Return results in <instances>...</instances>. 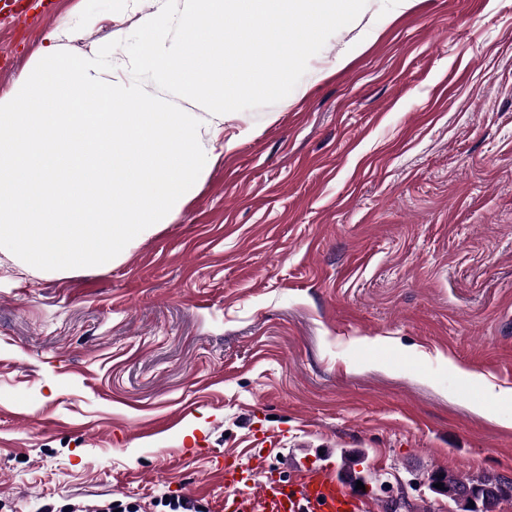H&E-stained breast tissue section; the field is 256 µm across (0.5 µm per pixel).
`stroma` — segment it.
I'll use <instances>...</instances> for the list:
<instances>
[{"instance_id": "1", "label": "stroma", "mask_w": 512, "mask_h": 512, "mask_svg": "<svg viewBox=\"0 0 512 512\" xmlns=\"http://www.w3.org/2000/svg\"><path fill=\"white\" fill-rule=\"evenodd\" d=\"M28 2L0 19L7 101L86 0ZM161 8L99 13L67 49ZM219 143L112 266L0 251V512H223L216 451L267 436L284 476L360 453L372 512H448L437 469L512 477V402L479 409L512 389V0H367Z\"/></svg>"}]
</instances>
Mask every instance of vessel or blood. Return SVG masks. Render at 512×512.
Instances as JSON below:
<instances>
[{"mask_svg": "<svg viewBox=\"0 0 512 512\" xmlns=\"http://www.w3.org/2000/svg\"><path fill=\"white\" fill-rule=\"evenodd\" d=\"M224 512H369L368 500L332 467L301 465L292 477L273 473L261 453L217 467Z\"/></svg>", "mask_w": 512, "mask_h": 512, "instance_id": "vessel-or-blood-1", "label": "vessel or blood"}]
</instances>
